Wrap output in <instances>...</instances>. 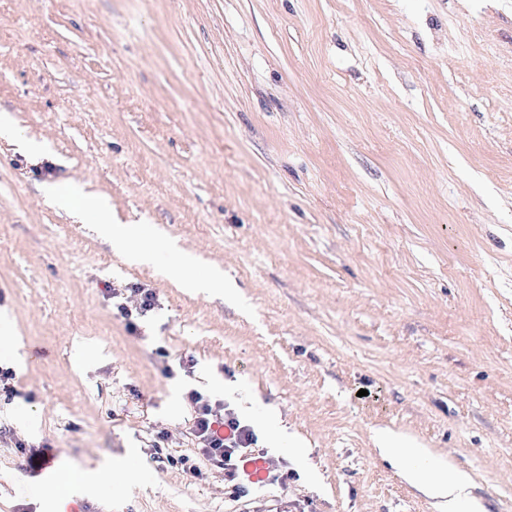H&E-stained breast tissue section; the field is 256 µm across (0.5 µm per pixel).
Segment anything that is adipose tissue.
Listing matches in <instances>:
<instances>
[{
	"label": "adipose tissue",
	"instance_id": "adipose-tissue-1",
	"mask_svg": "<svg viewBox=\"0 0 512 512\" xmlns=\"http://www.w3.org/2000/svg\"><path fill=\"white\" fill-rule=\"evenodd\" d=\"M83 207L95 214L101 234L131 262L150 266L154 263L155 252L167 251L171 257L168 276L178 287L192 292L206 290L227 298L235 297L234 285L226 283L222 274L207 278L198 276L191 257L181 250L177 241L148 236L140 224L113 223L108 206L100 199L85 198ZM376 444L385 459L399 463L407 478L436 500L441 512H483L482 505L471 497L463 472L449 469L447 464L412 449L395 432L378 433Z\"/></svg>",
	"mask_w": 512,
	"mask_h": 512
}]
</instances>
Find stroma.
<instances>
[{
    "mask_svg": "<svg viewBox=\"0 0 512 512\" xmlns=\"http://www.w3.org/2000/svg\"><path fill=\"white\" fill-rule=\"evenodd\" d=\"M1 114L44 153L0 137V424L62 469L127 462L84 512H437L379 430L512 512V0H0ZM60 182L237 301L125 261ZM106 284L159 304L127 324ZM192 389L278 411L305 460L257 451L287 491L151 460L160 426L191 452ZM27 460L0 439V512H59Z\"/></svg>",
    "mask_w": 512,
    "mask_h": 512,
    "instance_id": "1",
    "label": "stroma"
}]
</instances>
